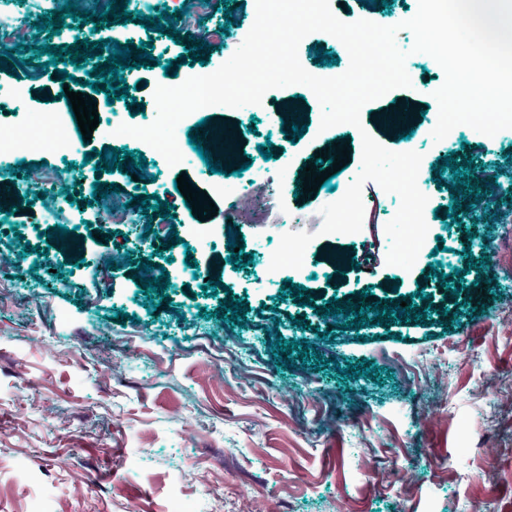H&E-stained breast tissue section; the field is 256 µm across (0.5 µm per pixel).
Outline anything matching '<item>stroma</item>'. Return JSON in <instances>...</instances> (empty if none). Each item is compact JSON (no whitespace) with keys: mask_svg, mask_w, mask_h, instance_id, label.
I'll return each mask as SVG.
<instances>
[{"mask_svg":"<svg viewBox=\"0 0 512 512\" xmlns=\"http://www.w3.org/2000/svg\"><path fill=\"white\" fill-rule=\"evenodd\" d=\"M330 4L343 21L369 17L392 26L411 18L418 0ZM98 36L153 42L155 61L130 80L137 102L122 116L136 127L154 122L159 82L174 87L188 73L210 74L240 45L235 38L220 41L207 64L182 65L168 78L164 64L186 53V45L128 24L102 28ZM396 42L409 54L406 68L415 85L442 86V68L413 53L411 31L401 29ZM25 72L21 79L0 72V97L19 85L29 93L9 118L12 131L39 130L44 113L68 109L64 80L34 64ZM295 95L303 96L307 117L303 137L293 142L278 125L281 101ZM98 114L85 150L144 153L154 193L176 207L180 241L158 249L135 232L147 218L133 200L131 172L99 174L90 163L69 170L57 154H26L33 169L9 199H22L33 185L62 196L96 181L113 183L118 198L130 204L131 222H105L99 205L77 200L74 239L86 265L61 277L39 274L38 255L23 252L28 244L48 247L44 234L54 225L48 209L17 212L0 223V253L19 256L12 270L0 272V512H469L477 501L484 512H512V212L501 213L483 237L497 283L493 295L474 299L465 288L443 295L432 270L437 262L450 268L466 263L457 254L462 229L446 216V183L453 175L435 170L443 151L478 167L502 164L512 160V129L488 137L456 128L438 143L419 136L411 146L424 156L420 175L431 195L428 211L436 216L431 253L410 273L390 269L376 227L395 210L368 183L363 197L371 226L359 247L374 259L369 269L339 275L320 255L331 239L316 236L315 225L304 219L334 202L335 193L323 186L301 201L281 182L299 176L322 143H348L355 173L361 131L393 151L404 140L386 139L370 120L360 130L320 131L321 107L308 88L271 90L261 105L235 114L244 154L269 180L259 208H235L232 183L209 172L201 157L169 165L141 140L113 135L107 103L99 104ZM225 117L220 107L206 116L191 113L175 135L195 131L213 160L224 161ZM201 121L205 129L196 130ZM265 142L273 145L268 160L257 150ZM285 159L286 173L280 167ZM182 173L207 192L217 216L201 221L187 210L174 186ZM231 223L253 257L238 269L227 261ZM288 230L315 236L307 270L283 272L307 288L308 308L283 297L280 283L263 274L273 235ZM121 251L130 253L132 264L107 269V259ZM189 254L197 267L220 273L222 284L247 304L245 327L216 317L219 299L202 293L201 279L184 263ZM148 256L170 275V301L155 309L133 279L136 260ZM365 288L386 297L422 294L423 322L342 331L316 314L328 299ZM203 308L208 316H200ZM120 311L136 316V323L117 322ZM273 317L280 318L284 339L308 340L328 360H369L385 369L386 380H346L329 364L318 370L298 359L290 368L277 366L264 333ZM300 318L306 329H298ZM324 330L334 332V340L320 339Z\"/></svg>","mask_w":512,"mask_h":512,"instance_id":"35a3bbf8","label":"stroma"}]
</instances>
